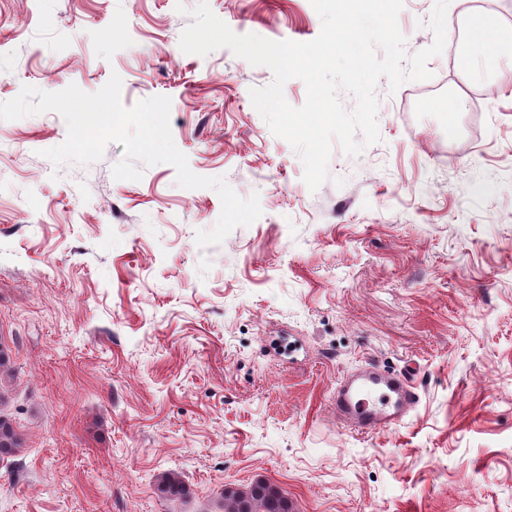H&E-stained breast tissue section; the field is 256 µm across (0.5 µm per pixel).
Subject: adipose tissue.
Returning a JSON list of instances; mask_svg holds the SVG:
<instances>
[{
    "label": "adipose tissue",
    "mask_w": 512,
    "mask_h": 512,
    "mask_svg": "<svg viewBox=\"0 0 512 512\" xmlns=\"http://www.w3.org/2000/svg\"><path fill=\"white\" fill-rule=\"evenodd\" d=\"M512 57V39L496 16L482 13L475 16L468 26V37L459 57L462 71L478 70L500 74L501 61Z\"/></svg>",
    "instance_id": "ef3b65f1"
}]
</instances>
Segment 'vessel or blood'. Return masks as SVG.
<instances>
[{
	"label": "vessel or blood",
	"instance_id": "vessel-or-blood-1",
	"mask_svg": "<svg viewBox=\"0 0 512 512\" xmlns=\"http://www.w3.org/2000/svg\"><path fill=\"white\" fill-rule=\"evenodd\" d=\"M418 400L407 376L360 371L348 374L337 386L332 409L338 420L368 434L402 423Z\"/></svg>",
	"mask_w": 512,
	"mask_h": 512
}]
</instances>
